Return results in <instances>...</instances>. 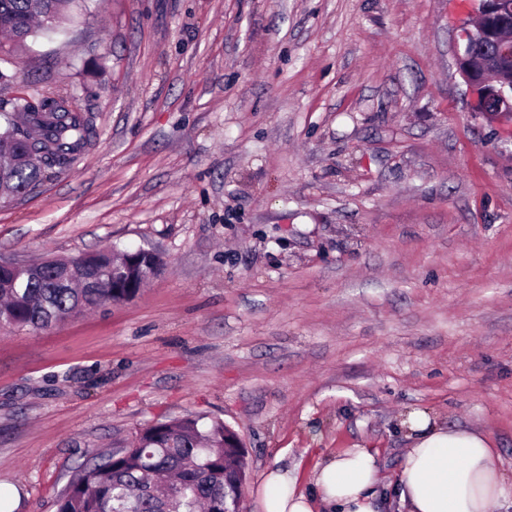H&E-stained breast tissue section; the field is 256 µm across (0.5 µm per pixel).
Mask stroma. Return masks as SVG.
Segmentation results:
<instances>
[{
	"mask_svg": "<svg viewBox=\"0 0 512 512\" xmlns=\"http://www.w3.org/2000/svg\"><path fill=\"white\" fill-rule=\"evenodd\" d=\"M472 0H76L0 38V113L66 99L96 136L0 196V256L157 250L130 301L0 326V487L56 512L89 453L185 416L269 471L368 448L395 477L425 411L512 476V136L474 114Z\"/></svg>",
	"mask_w": 512,
	"mask_h": 512,
	"instance_id": "stroma-1",
	"label": "stroma"
}]
</instances>
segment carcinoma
I'll list each match as a JSON object with an SVG mask.
<instances>
[{
    "mask_svg": "<svg viewBox=\"0 0 512 512\" xmlns=\"http://www.w3.org/2000/svg\"><path fill=\"white\" fill-rule=\"evenodd\" d=\"M76 0H0V33L24 42L38 31L58 29L68 20ZM19 123L7 119L0 133V157L27 154L30 160L0 166V186L24 194L42 177L71 166L91 144V119L64 99L46 98L39 107L15 103ZM112 249L80 253L39 264L33 277L22 275L0 287V326L45 330L75 309H97L123 302L135 288L102 293L60 284L71 265L104 268ZM238 435L221 421L205 427L200 419L183 417L142 429L131 446L97 452L56 497V512H230L248 478L245 450Z\"/></svg>",
    "mask_w": 512,
    "mask_h": 512,
    "instance_id": "obj_1",
    "label": "carcinoma"
}]
</instances>
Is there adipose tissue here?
<instances>
[{
  "mask_svg": "<svg viewBox=\"0 0 512 512\" xmlns=\"http://www.w3.org/2000/svg\"><path fill=\"white\" fill-rule=\"evenodd\" d=\"M409 424L411 445L393 495L378 493L384 477L375 455L347 448L319 465L313 498L298 490L294 475L270 472L264 512H512V478L497 468L485 434L445 427L423 412L410 413Z\"/></svg>",
  "mask_w": 512,
  "mask_h": 512,
  "instance_id": "1",
  "label": "adipose tissue"
}]
</instances>
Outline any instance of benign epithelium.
<instances>
[{"label":"benign epithelium","instance_id":"1","mask_svg":"<svg viewBox=\"0 0 512 512\" xmlns=\"http://www.w3.org/2000/svg\"><path fill=\"white\" fill-rule=\"evenodd\" d=\"M479 16L499 18L496 25H481L472 30L460 31L464 50L457 54V61L474 57L479 41H488L491 48L480 49L483 54V77L474 80L465 77L472 97L471 110L494 122L512 129V87L505 89L495 84V74L500 69H512V0H481ZM159 253L153 249H139L122 253L119 263L111 264V271L102 275V288H137L142 282L158 274ZM31 264L0 257V275L19 278L27 273Z\"/></svg>","mask_w":512,"mask_h":512}]
</instances>
